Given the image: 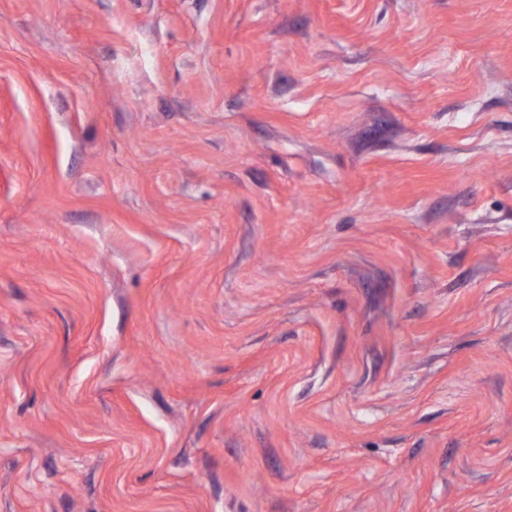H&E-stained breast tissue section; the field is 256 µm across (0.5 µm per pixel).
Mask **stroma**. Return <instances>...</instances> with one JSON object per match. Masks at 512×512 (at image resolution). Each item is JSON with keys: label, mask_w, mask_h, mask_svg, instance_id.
<instances>
[{"label": "stroma", "mask_w": 512, "mask_h": 512, "mask_svg": "<svg viewBox=\"0 0 512 512\" xmlns=\"http://www.w3.org/2000/svg\"><path fill=\"white\" fill-rule=\"evenodd\" d=\"M0 512H512V0H0Z\"/></svg>", "instance_id": "1"}]
</instances>
